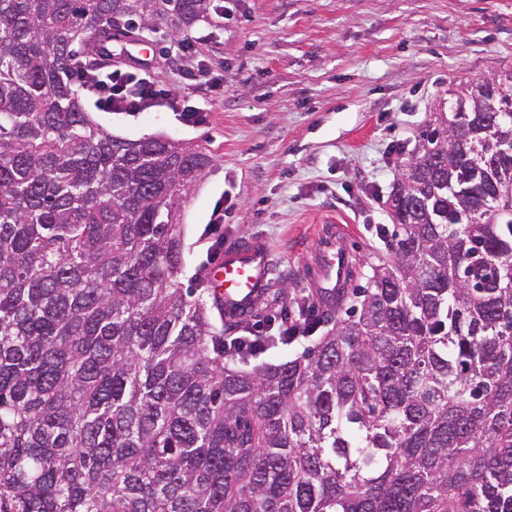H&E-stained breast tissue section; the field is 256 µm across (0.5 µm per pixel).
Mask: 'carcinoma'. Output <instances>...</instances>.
I'll list each match as a JSON object with an SVG mask.
<instances>
[{
    "instance_id": "cac0c4a2",
    "label": "carcinoma",
    "mask_w": 512,
    "mask_h": 512,
    "mask_svg": "<svg viewBox=\"0 0 512 512\" xmlns=\"http://www.w3.org/2000/svg\"><path fill=\"white\" fill-rule=\"evenodd\" d=\"M216 0H0V512H512V70L451 93L391 259L250 369L180 288L190 142L115 136L77 61Z\"/></svg>"
}]
</instances>
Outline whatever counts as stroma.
Masks as SVG:
<instances>
[{
    "label": "stroma",
    "instance_id": "1",
    "mask_svg": "<svg viewBox=\"0 0 512 512\" xmlns=\"http://www.w3.org/2000/svg\"><path fill=\"white\" fill-rule=\"evenodd\" d=\"M230 20L198 30L194 62L216 92L182 77L171 39L143 33L115 49L204 108L199 125L158 109L95 111L113 134L164 135L201 145L210 157L181 215V286L204 293L218 200L228 210L225 245L259 241L273 266L281 308L316 300L310 273L326 226H340L366 285L391 252L386 200L432 113L448 91L512 69V0H234Z\"/></svg>",
    "mask_w": 512,
    "mask_h": 512
}]
</instances>
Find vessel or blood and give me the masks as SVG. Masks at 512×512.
Returning <instances> with one entry per match:
<instances>
[{
	"label": "vessel or blood",
	"mask_w": 512,
	"mask_h": 512,
	"mask_svg": "<svg viewBox=\"0 0 512 512\" xmlns=\"http://www.w3.org/2000/svg\"><path fill=\"white\" fill-rule=\"evenodd\" d=\"M334 232H327L321 245L320 261L313 273L317 287L331 292L345 287L351 278L349 253L336 245ZM269 254L258 242L225 249L209 270V286L216 300L224 304L226 317L255 307L267 286Z\"/></svg>",
	"instance_id": "b4317fda"
}]
</instances>
